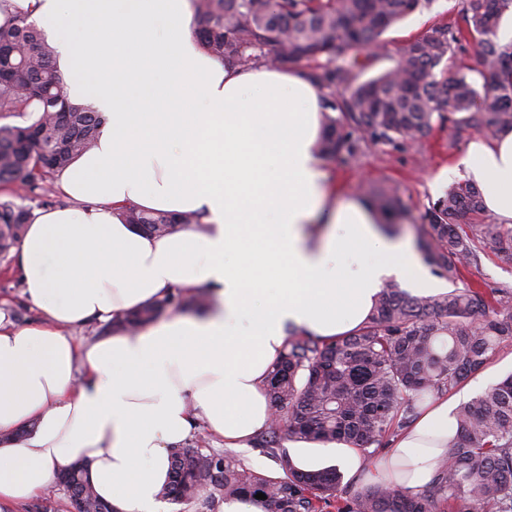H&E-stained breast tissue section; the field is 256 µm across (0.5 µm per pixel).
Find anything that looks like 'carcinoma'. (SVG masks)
I'll list each match as a JSON object with an SVG mask.
<instances>
[{"label": "carcinoma", "mask_w": 512, "mask_h": 512, "mask_svg": "<svg viewBox=\"0 0 512 512\" xmlns=\"http://www.w3.org/2000/svg\"><path fill=\"white\" fill-rule=\"evenodd\" d=\"M194 34L209 55L243 70L257 65L310 67L323 90L325 125L317 151L348 162L379 144H418L434 126H469L494 133L512 128V45L495 31L512 0H460L456 19L408 40L393 68L364 82L383 47L382 35L435 0H193ZM0 25V184L22 181L38 207L53 203L42 185L95 145L104 118L91 104L71 101L47 37L29 16L11 12ZM472 45L484 71L476 87L444 63ZM370 202L389 226L416 225L423 261L451 288L412 295L396 282L377 294L367 321L353 334L324 341L290 333L266 381L273 414L259 440L282 471L253 470L231 451H202L186 442L171 453L172 476L159 492L177 504L262 492L265 512H512V373L461 404L446 458L419 492L385 482L352 492L333 467L302 470L282 441L344 443L367 453L387 447L409 427L425 399L443 396L480 373L512 342V288L457 287L463 269L492 252L512 263V226L484 217L476 186L462 180L418 215L388 187ZM33 206L0 200V262L10 259L31 223ZM130 224L164 235L194 224L192 213L125 211ZM173 292L109 321L112 332H134L166 310L204 306ZM66 482L83 512H116L102 501L86 469L71 467Z\"/></svg>", "instance_id": "cac0c4a2"}]
</instances>
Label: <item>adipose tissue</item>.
Here are the masks:
<instances>
[{
    "label": "adipose tissue",
    "mask_w": 512,
    "mask_h": 512,
    "mask_svg": "<svg viewBox=\"0 0 512 512\" xmlns=\"http://www.w3.org/2000/svg\"><path fill=\"white\" fill-rule=\"evenodd\" d=\"M12 2L59 68L78 70L69 99L92 100L106 123L58 176L72 206L35 213L16 249L40 316L18 328L0 309V512L75 462L116 512H166L171 452L197 422L233 449L268 428L264 382L289 332H354L392 277L421 292L438 284L374 208L337 200L316 152L321 91L301 70L208 55L191 0ZM460 173L512 225V129L471 140L448 170ZM130 207L198 221L150 236L124 220ZM203 286L215 301L195 316L85 344L66 334ZM466 396L425 402L371 479L427 484Z\"/></svg>",
    "instance_id": "adipose-tissue-1"
}]
</instances>
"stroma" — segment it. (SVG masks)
<instances>
[{"mask_svg": "<svg viewBox=\"0 0 512 512\" xmlns=\"http://www.w3.org/2000/svg\"><path fill=\"white\" fill-rule=\"evenodd\" d=\"M458 10L459 0H435L431 9L389 29L383 35L387 52L376 64V71L393 66L396 51L405 41L434 24L455 19ZM476 136V131L466 126L437 127L418 145L373 146L355 162L327 159L323 168L337 195L366 198L378 187L392 185L416 214L446 194L448 187L438 184V177L457 163Z\"/></svg>", "mask_w": 512, "mask_h": 512, "instance_id": "obj_1", "label": "stroma"}]
</instances>
